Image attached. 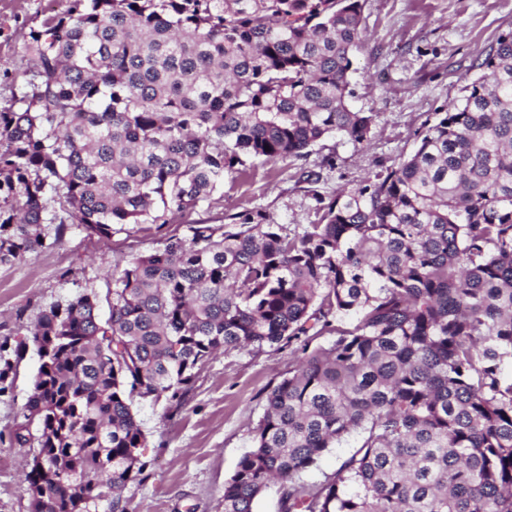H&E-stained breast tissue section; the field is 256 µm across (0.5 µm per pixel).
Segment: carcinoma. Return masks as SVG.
<instances>
[{"mask_svg": "<svg viewBox=\"0 0 512 512\" xmlns=\"http://www.w3.org/2000/svg\"><path fill=\"white\" fill-rule=\"evenodd\" d=\"M362 8L70 0L30 32L29 90L0 112V264L68 222L162 227L249 160L368 141L373 115L347 103ZM472 68L408 160L317 198L302 234L258 211L190 224L113 278L106 321L88 293L43 311L16 433L32 512H126L134 398L178 400L219 350L295 343L224 512H253L272 481L281 512H512V33ZM353 432L333 479L302 480Z\"/></svg>", "mask_w": 512, "mask_h": 512, "instance_id": "1", "label": "carcinoma"}]
</instances>
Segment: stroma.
Returning a JSON list of instances; mask_svg holds the SVG:
<instances>
[{"mask_svg":"<svg viewBox=\"0 0 512 512\" xmlns=\"http://www.w3.org/2000/svg\"><path fill=\"white\" fill-rule=\"evenodd\" d=\"M69 0H0V112L17 110L32 63L24 52L31 31L67 11ZM364 41L350 72L354 110L373 115L371 138L358 145L336 134L302 159L260 160L226 177L223 189L195 210L175 214L163 228L145 224L108 239L67 225L56 243L25 260L0 265V341L13 365L0 395V512H31L24 464L32 448L15 433L39 366L29 329L51 304L96 296L108 313L113 276L129 261L155 252L189 224H225L235 213L260 210L288 235L318 219L317 200L331 201L382 168L407 159L426 120L460 102L480 75L473 61L512 32V0H365ZM335 166H325L326 157ZM319 172L310 184L302 172ZM299 354L288 347H248L217 353L195 372L174 403L135 399L145 437L142 473L125 491L127 512H223L225 483L250 450L269 390Z\"/></svg>","mask_w":512,"mask_h":512,"instance_id":"1","label":"stroma"}]
</instances>
